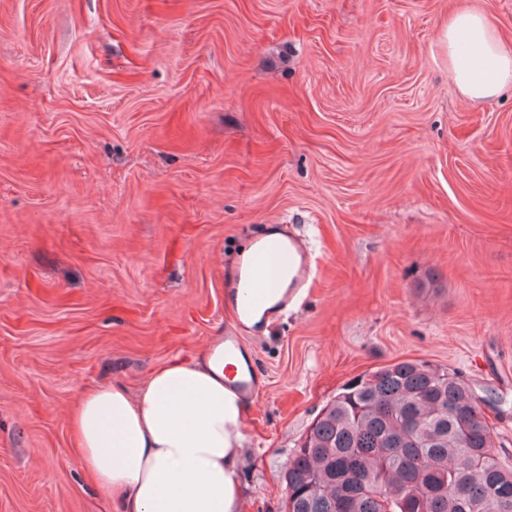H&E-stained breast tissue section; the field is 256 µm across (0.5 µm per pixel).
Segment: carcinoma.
I'll return each instance as SVG.
<instances>
[{
  "label": "carcinoma",
  "mask_w": 512,
  "mask_h": 512,
  "mask_svg": "<svg viewBox=\"0 0 512 512\" xmlns=\"http://www.w3.org/2000/svg\"><path fill=\"white\" fill-rule=\"evenodd\" d=\"M283 512H512V467L445 367L364 373L320 412L284 474Z\"/></svg>",
  "instance_id": "carcinoma-1"
}]
</instances>
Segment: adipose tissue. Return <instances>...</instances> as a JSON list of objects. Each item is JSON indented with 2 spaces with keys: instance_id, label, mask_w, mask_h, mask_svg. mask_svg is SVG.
<instances>
[{
  "instance_id": "adipose-tissue-1",
  "label": "adipose tissue",
  "mask_w": 512,
  "mask_h": 512,
  "mask_svg": "<svg viewBox=\"0 0 512 512\" xmlns=\"http://www.w3.org/2000/svg\"><path fill=\"white\" fill-rule=\"evenodd\" d=\"M460 92L482 101L512 86V48L490 14L467 7L440 28ZM245 406L224 383V339L155 368L131 393L83 388L68 408L71 445L115 512H240L237 456Z\"/></svg>"
}]
</instances>
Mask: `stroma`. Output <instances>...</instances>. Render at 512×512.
<instances>
[{
	"label": "stroma",
	"mask_w": 512,
	"mask_h": 512,
	"mask_svg": "<svg viewBox=\"0 0 512 512\" xmlns=\"http://www.w3.org/2000/svg\"><path fill=\"white\" fill-rule=\"evenodd\" d=\"M512 0H0V512H114L67 408L227 327L224 265L271 224L319 275L245 336L241 512L359 374L459 373L512 464V88L460 94L450 10Z\"/></svg>",
	"instance_id": "35a3bbf8"
}]
</instances>
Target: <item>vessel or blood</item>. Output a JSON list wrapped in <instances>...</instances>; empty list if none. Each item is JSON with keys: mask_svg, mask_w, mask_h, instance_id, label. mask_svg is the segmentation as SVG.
<instances>
[{"mask_svg": "<svg viewBox=\"0 0 512 512\" xmlns=\"http://www.w3.org/2000/svg\"><path fill=\"white\" fill-rule=\"evenodd\" d=\"M316 275L312 254L287 228H280L275 237L258 239L246 261L231 268L224 279V309L234 325L224 335L225 358H235L243 350L240 328L259 313L265 325H272ZM227 378L244 398H254L260 390L255 373L231 371Z\"/></svg>", "mask_w": 512, "mask_h": 512, "instance_id": "b4317fda", "label": "vessel or blood"}]
</instances>
